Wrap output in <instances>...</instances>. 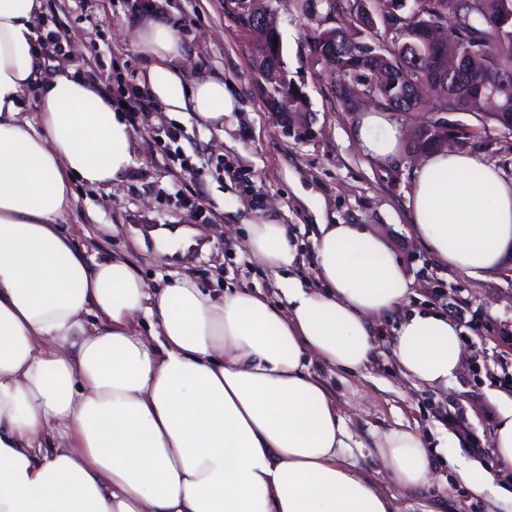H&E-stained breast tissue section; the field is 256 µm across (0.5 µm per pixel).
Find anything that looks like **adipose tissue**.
<instances>
[{"label": "adipose tissue", "mask_w": 512, "mask_h": 512, "mask_svg": "<svg viewBox=\"0 0 512 512\" xmlns=\"http://www.w3.org/2000/svg\"><path fill=\"white\" fill-rule=\"evenodd\" d=\"M38 9L0 0V512H393L346 462L347 420L308 371L315 358L350 372L368 363L375 321L410 293L391 252L360 225H319V291L291 274L287 226L254 218L245 248L283 281L282 307L241 288L217 297L190 277L152 288L123 255L88 258L59 226L72 184L117 183L134 133L101 87L68 70L25 111ZM135 41L165 111L219 127L238 111L223 81L186 80L175 28L148 18ZM355 136L387 162L404 132L377 111ZM409 213L442 263L488 271L512 244V180L478 153L435 151L416 170ZM458 334L443 314H408L394 331L405 376L447 386ZM489 396L492 444L512 466V395ZM377 446L399 485L429 483L420 434L392 429Z\"/></svg>", "instance_id": "obj_1"}]
</instances>
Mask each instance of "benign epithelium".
Wrapping results in <instances>:
<instances>
[{
  "label": "benign epithelium",
  "instance_id": "obj_1",
  "mask_svg": "<svg viewBox=\"0 0 512 512\" xmlns=\"http://www.w3.org/2000/svg\"><path fill=\"white\" fill-rule=\"evenodd\" d=\"M273 2L275 0H224V6L243 33L263 45L270 56L280 60L283 46ZM475 2L480 6L487 25L492 28L501 29L512 23V13L500 11L498 0ZM401 3L405 5L407 0H389L393 20L385 25L386 35L397 39L406 33L407 18L399 9ZM334 19L336 12L327 10L317 28L320 41L311 53L320 63L341 53L343 42L355 43L361 37L358 29L350 23L344 27L331 25ZM412 37L427 45L430 50L429 65L424 70V76L416 80L413 78L416 68L405 64L395 67L388 65L385 58L376 54L372 66L391 72L390 82L373 80L370 91L366 93L348 82L343 83L339 101L345 108L354 110L365 103L402 114L406 108L411 112L416 111L424 99L439 93L442 103L449 100L461 103L467 100L478 101L483 113L495 116L499 127L512 131V108L508 102L509 94L512 93L511 74H502L492 82L469 74L458 82L454 94L448 95V68L462 66L479 53L481 46L478 40L462 42L452 39L445 34L443 25L434 19H427L416 26ZM257 74L262 101L270 113L276 116L282 131L297 139L310 137L312 127L306 120L307 97L289 79L286 67L279 64L269 68L262 67ZM430 115V120L420 125L416 132L415 141L419 152L426 151L422 142L427 138L431 139L434 147L444 148L450 142L460 147L466 146V141L448 134V112L434 109Z\"/></svg>",
  "mask_w": 512,
  "mask_h": 512
}]
</instances>
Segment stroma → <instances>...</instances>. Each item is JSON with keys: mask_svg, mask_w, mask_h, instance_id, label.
I'll return each instance as SVG.
<instances>
[{"mask_svg": "<svg viewBox=\"0 0 512 512\" xmlns=\"http://www.w3.org/2000/svg\"><path fill=\"white\" fill-rule=\"evenodd\" d=\"M283 60L306 94L311 137L282 133L263 107L251 63V44L224 13V0H41L40 18L67 26L80 38L82 58L41 57L44 74L69 68L75 76L102 84L113 97L143 85L150 59L133 43L146 18L176 27L183 42L177 64L187 79L206 75L231 84L240 108L223 128L194 113L165 112L155 105L126 118L134 132V164L110 191L77 187L76 200L61 228L87 254H125L150 287L190 276L206 291L223 294L235 286L283 303L271 273L260 270L242 247L245 226L256 215L287 225L297 246L295 274L317 287L313 237L319 224H361L394 254L412 286L406 302L378 330L369 362L360 371L312 361L308 370L349 419L353 435L347 459L377 488L393 497L396 512H498L495 500L475 496L461 482L454 460L475 459L474 444H491L495 420L485 418L491 389L507 388L501 375L512 367V248L498 268L470 276L444 266L408 219L415 165L407 156L381 163L363 152L353 136L356 113L334 95L336 77L316 62L309 36L316 21L280 0ZM454 133H470L468 150L481 153L512 178V136L480 130L477 115L450 117ZM181 128L177 140L168 132ZM187 224L206 247L195 260L162 257L139 221ZM475 314L474 328L459 336L462 363L448 387L429 389L402 373L393 354V329L413 310L453 316L449 299ZM465 427L458 447L434 453L431 483L401 488L384 470L375 442L405 424L436 441L449 421Z\"/></svg>", "mask_w": 512, "mask_h": 512, "instance_id": "1", "label": "stroma"}]
</instances>
